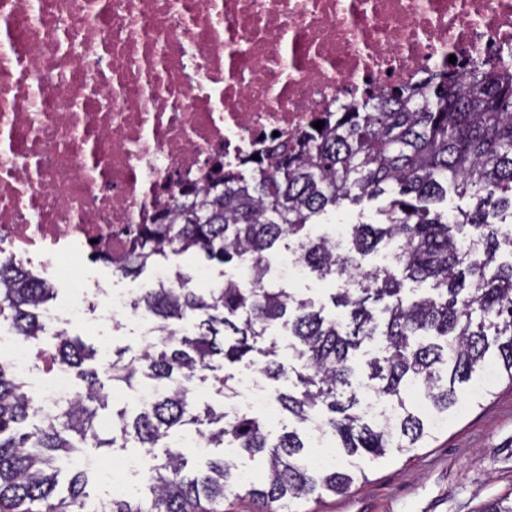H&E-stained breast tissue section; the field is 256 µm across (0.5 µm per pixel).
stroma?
I'll list each match as a JSON object with an SVG mask.
<instances>
[{
    "mask_svg": "<svg viewBox=\"0 0 512 512\" xmlns=\"http://www.w3.org/2000/svg\"><path fill=\"white\" fill-rule=\"evenodd\" d=\"M269 262L273 283L315 304L328 303L337 286L335 279L306 271L283 275L278 255ZM68 332L97 347L107 361L117 349L138 352L145 346L138 326L104 331L91 320L70 325ZM408 398L415 411L433 421L431 439L363 462L365 476L348 494L298 500L291 512H479L488 500L512 494V382L506 376L486 385L473 377L460 387L456 405L439 418L422 390L409 391Z\"/></svg>",
    "mask_w": 512,
    "mask_h": 512,
    "instance_id": "1",
    "label": "stroma"
}]
</instances>
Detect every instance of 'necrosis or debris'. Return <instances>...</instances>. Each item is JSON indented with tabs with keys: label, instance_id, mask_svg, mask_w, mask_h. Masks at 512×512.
Listing matches in <instances>:
<instances>
[{
	"label": "necrosis or debris",
	"instance_id": "necrosis-or-debris-1",
	"mask_svg": "<svg viewBox=\"0 0 512 512\" xmlns=\"http://www.w3.org/2000/svg\"><path fill=\"white\" fill-rule=\"evenodd\" d=\"M512 60V0H0V262L127 258L172 196L365 95ZM50 334L123 293L70 279ZM45 405L72 373L0 333Z\"/></svg>",
	"mask_w": 512,
	"mask_h": 512
}]
</instances>
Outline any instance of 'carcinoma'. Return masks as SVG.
<instances>
[{"mask_svg": "<svg viewBox=\"0 0 512 512\" xmlns=\"http://www.w3.org/2000/svg\"><path fill=\"white\" fill-rule=\"evenodd\" d=\"M475 199L451 216L439 205L448 191ZM384 199L380 224H350L336 249L309 227L344 202ZM512 67L475 64L463 74L429 73L334 113L331 123L304 136L301 149L277 144L242 169L201 188L180 191L145 228L138 248L116 270L126 277L167 255L199 252L208 261L242 266L246 278H224L220 288L189 287L181 271L142 289L134 307L151 316L160 339L133 353L124 348L104 364L96 349L62 331L44 356L82 382L74 397L44 409L16 373L0 362V512H87L84 476L57 494L61 463L82 447L133 444L155 460L143 476L147 492L106 500L101 512H221L226 492L244 491L257 512L322 493L345 494L357 474L315 467L305 448L311 432L331 438L351 457H383L417 447L430 436L407 406L417 384L443 413L457 401L455 386L495 360L512 383ZM397 244L391 263L367 269L379 246ZM284 246L321 279L342 281L330 295L335 312L315 307L268 278V256ZM509 260H501L502 247ZM428 282L414 299L405 284ZM54 297L28 269L0 263V320L14 336L35 341L45 333L43 307ZM288 329L296 364L278 361L273 329ZM266 358L261 374L282 410L299 428L276 440L258 418L196 407L197 373ZM114 386L150 389L137 414L112 419L101 435L97 407ZM232 399L231 373L214 377ZM372 388L390 407L385 418L363 411L358 386ZM39 418L32 427L28 422ZM209 445L236 449L184 473L181 448L203 421ZM261 483L245 482L255 460Z\"/></svg>", "mask_w": 512, "mask_h": 512, "instance_id": "obj_1", "label": "carcinoma"}]
</instances>
